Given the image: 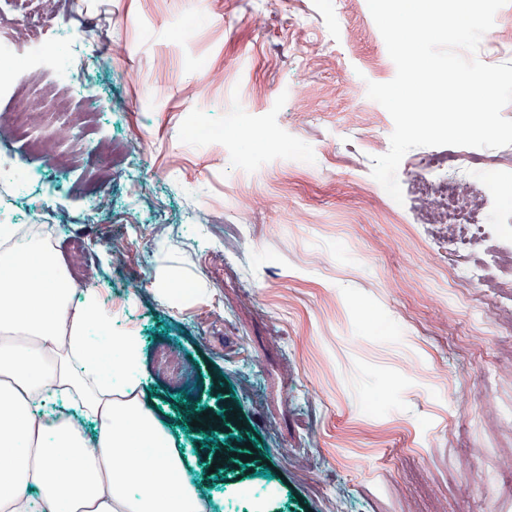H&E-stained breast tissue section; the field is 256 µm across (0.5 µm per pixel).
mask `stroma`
<instances>
[{"mask_svg": "<svg viewBox=\"0 0 512 512\" xmlns=\"http://www.w3.org/2000/svg\"><path fill=\"white\" fill-rule=\"evenodd\" d=\"M39 13L4 16L54 42L100 110L80 142L59 128L77 187L53 192L42 221L84 235L83 287L124 293L112 328L140 336L147 400L215 512H255L241 485L264 488L265 512H512L498 493L512 479V290L474 294L492 306L481 322L449 293L470 255L421 220L419 149L398 168L399 211L372 186L394 122L367 85L396 66L367 0ZM476 57L512 61V0ZM104 141L118 157L138 143L132 165L107 162ZM171 347L180 360L157 374Z\"/></svg>", "mask_w": 512, "mask_h": 512, "instance_id": "1", "label": "stroma"}]
</instances>
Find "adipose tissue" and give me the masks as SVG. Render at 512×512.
I'll return each instance as SVG.
<instances>
[{
    "label": "adipose tissue",
    "instance_id": "obj_1",
    "mask_svg": "<svg viewBox=\"0 0 512 512\" xmlns=\"http://www.w3.org/2000/svg\"><path fill=\"white\" fill-rule=\"evenodd\" d=\"M67 281L39 234L0 225V512H214L144 399L139 336Z\"/></svg>",
    "mask_w": 512,
    "mask_h": 512
}]
</instances>
